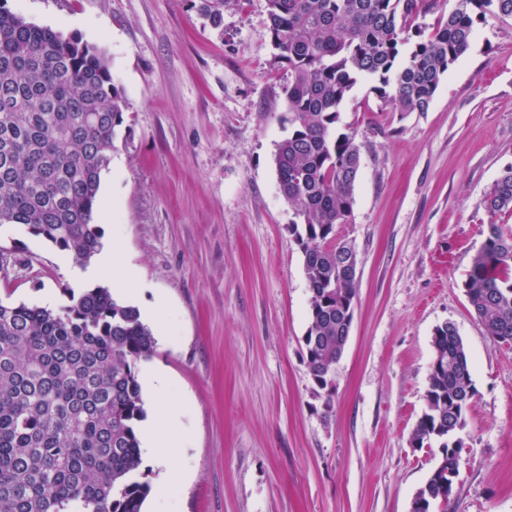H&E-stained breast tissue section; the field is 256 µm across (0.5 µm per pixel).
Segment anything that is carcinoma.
<instances>
[{"label": "carcinoma", "instance_id": "cac0c4a2", "mask_svg": "<svg viewBox=\"0 0 512 512\" xmlns=\"http://www.w3.org/2000/svg\"><path fill=\"white\" fill-rule=\"evenodd\" d=\"M0 0V226L18 224L85 266L101 250L92 222L101 174L128 108L96 48L24 22ZM267 0L275 58L288 66V137L276 148L288 225L304 256L309 372L331 391L353 321L356 273L337 228L350 223L361 153L337 129L364 79L392 112H425L448 67L487 17L512 18V0ZM441 16L432 30L419 22ZM512 213V165L481 200ZM464 282L485 332L512 341V233L490 223ZM58 310L0 302V512H142L138 423L145 416L138 365L156 341L139 310L97 285ZM425 407L412 434L440 458L414 497L419 512L448 501L459 473L471 362L451 321L433 335Z\"/></svg>", "mask_w": 512, "mask_h": 512}]
</instances>
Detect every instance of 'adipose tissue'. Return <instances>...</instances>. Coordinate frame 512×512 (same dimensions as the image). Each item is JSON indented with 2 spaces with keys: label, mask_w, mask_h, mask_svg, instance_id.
<instances>
[{
  "label": "adipose tissue",
  "mask_w": 512,
  "mask_h": 512,
  "mask_svg": "<svg viewBox=\"0 0 512 512\" xmlns=\"http://www.w3.org/2000/svg\"><path fill=\"white\" fill-rule=\"evenodd\" d=\"M92 274L107 278L113 294L121 301L133 302L139 294V273L126 262L120 245L103 247L95 258ZM169 384L166 374L158 370L151 372L149 385L155 402L150 417L140 427L143 454L161 463L167 462L184 445L178 429L180 408L164 398Z\"/></svg>",
  "instance_id": "ef3b65f1"
}]
</instances>
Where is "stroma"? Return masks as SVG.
Returning a JSON list of instances; mask_svg holds the SVG:
<instances>
[{
  "label": "stroma",
  "instance_id": "obj_1",
  "mask_svg": "<svg viewBox=\"0 0 512 512\" xmlns=\"http://www.w3.org/2000/svg\"><path fill=\"white\" fill-rule=\"evenodd\" d=\"M26 21L98 48L128 102L93 221L139 272V307L169 300L161 368L195 469L177 512H410L437 448L410 445L437 326L471 359L456 492L431 512H512V346L471 313L463 284L480 205L512 164V19L478 25L425 112H392L361 81L340 129L361 152L350 223L357 251L350 336L325 393L307 366L310 292L274 155L289 127L287 65L266 0H8ZM73 257L26 229L0 234V301L57 306L86 288Z\"/></svg>",
  "mask_w": 512,
  "mask_h": 512
}]
</instances>
